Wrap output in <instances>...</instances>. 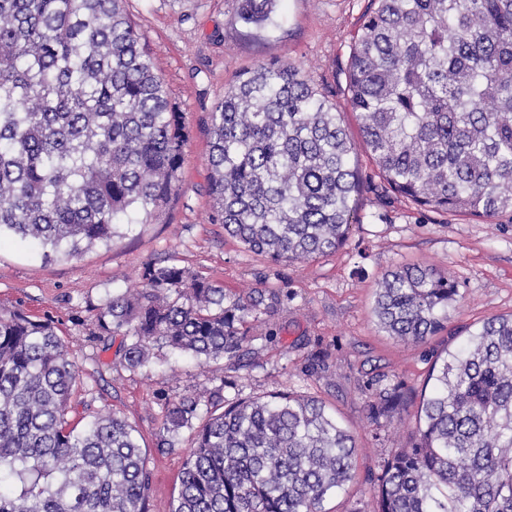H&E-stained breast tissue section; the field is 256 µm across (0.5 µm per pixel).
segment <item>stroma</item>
<instances>
[{"instance_id": "obj_1", "label": "stroma", "mask_w": 512, "mask_h": 512, "mask_svg": "<svg viewBox=\"0 0 512 512\" xmlns=\"http://www.w3.org/2000/svg\"><path fill=\"white\" fill-rule=\"evenodd\" d=\"M239 0H128L127 9L154 55L187 143L182 190L160 220L139 224L78 258L44 261L41 249L0 242V310L52 319L79 370L77 413L114 409L136 428L152 474L148 512H170L191 438L160 447L166 401L216 385L206 365L168 349L130 369L121 337L99 335L98 309L139 286L145 263H174L223 283L227 296L259 292L263 302L243 325L242 356L225 359L224 396L274 392L324 402L358 446L355 476L325 501V512H367L372 479L389 456L416 441L417 412L435 355L456 347L488 318L512 313V215L493 221L428 212L391 191L365 153L346 243L314 260L278 264L248 250L212 221L206 118L239 74L256 64L288 61L345 111L350 44L370 0H280L262 28L237 20ZM348 137L360 145L353 116ZM401 265L430 266L459 286L446 329L423 344L382 331L372 313L383 275ZM397 387L406 396L399 421L375 423L370 393Z\"/></svg>"}]
</instances>
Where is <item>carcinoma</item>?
<instances>
[{"mask_svg":"<svg viewBox=\"0 0 512 512\" xmlns=\"http://www.w3.org/2000/svg\"><path fill=\"white\" fill-rule=\"evenodd\" d=\"M127 0H0V240L78 256L120 227L152 224L181 190V113ZM350 49L347 102L390 188L432 211L512 213V0H371ZM275 0H240L261 27ZM213 217L275 263L347 240L359 189L341 112L293 64L239 75L208 113ZM447 274L399 267L375 315L405 343L448 321ZM177 264L104 301L103 336L131 369L164 346L209 365L236 358L257 304ZM417 439L389 458L370 512H512V314L436 356ZM81 384L49 319L0 311V512H148L151 472L135 427L114 411L71 420ZM166 402L164 444L192 447L171 512H324L354 477L356 443L319 401L282 392ZM397 388L371 396L401 416Z\"/></svg>","mask_w":512,"mask_h":512,"instance_id":"cac0c4a2","label":"carcinoma"}]
</instances>
